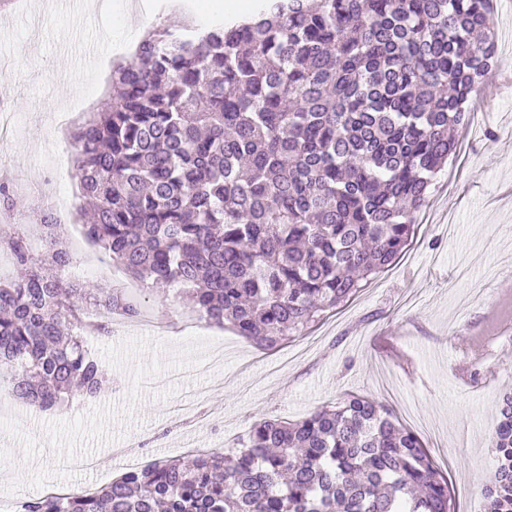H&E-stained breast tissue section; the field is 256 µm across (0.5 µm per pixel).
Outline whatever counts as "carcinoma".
<instances>
[{"mask_svg":"<svg viewBox=\"0 0 512 512\" xmlns=\"http://www.w3.org/2000/svg\"><path fill=\"white\" fill-rule=\"evenodd\" d=\"M490 16L491 0H253L244 18L148 31L112 69L116 95L72 135L86 237L261 349L302 335L403 253L494 65ZM17 195L1 174V215ZM3 251L21 273L0 283L13 396L49 411L97 394L86 337L111 335L138 303L68 279L73 255L44 211L0 229ZM497 416L486 493L512 512V392ZM22 512L451 509L420 437L351 395L294 423L260 420L232 454L155 460Z\"/></svg>","mask_w":512,"mask_h":512,"instance_id":"cac0c4a2","label":"carcinoma"}]
</instances>
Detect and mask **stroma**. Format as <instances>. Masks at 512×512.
Listing matches in <instances>:
<instances>
[{"label":"stroma","mask_w":512,"mask_h":512,"mask_svg":"<svg viewBox=\"0 0 512 512\" xmlns=\"http://www.w3.org/2000/svg\"><path fill=\"white\" fill-rule=\"evenodd\" d=\"M121 3L111 0L94 17L71 13L61 0H18L0 34V86L13 114L0 162L22 187L17 210L25 216L48 208L29 184L66 148L51 127L55 110L89 111L105 93L100 71L71 59L91 50L110 64L108 40L124 25ZM153 3L138 16L143 28L202 23L224 11L215 0ZM467 106L484 113L481 135L436 175L398 261L281 348L264 351L217 329L223 361L206 375L181 370L165 389L146 386L124 437L96 453L99 468H80L72 481L3 493L17 479L22 449L0 435V504L104 486L121 473L126 453L147 463L184 455L187 441L232 452L256 421H296L356 394L382 402L405 425L417 414V433L448 479L453 512H489L486 477L496 463L489 440L499 400L512 390V83L485 82ZM140 300L166 318L161 339L181 340L191 308L178 287L141 289ZM9 384L0 369V417H19L30 433L92 406L77 397L42 412L12 397Z\"/></svg>","instance_id":"35a3bbf8"}]
</instances>
